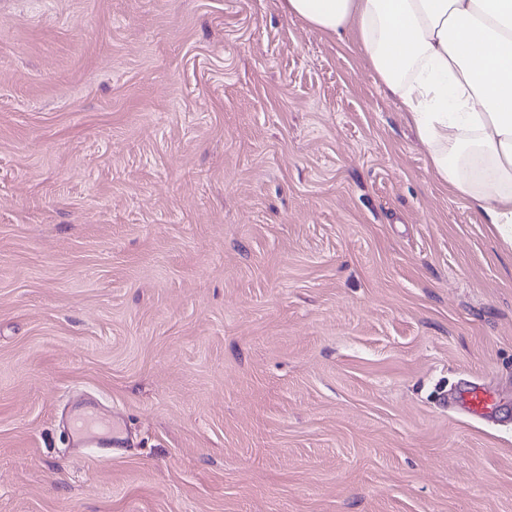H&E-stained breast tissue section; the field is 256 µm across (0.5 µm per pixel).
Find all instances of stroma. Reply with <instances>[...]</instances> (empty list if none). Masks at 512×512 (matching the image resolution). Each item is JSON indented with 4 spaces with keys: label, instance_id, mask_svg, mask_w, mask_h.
I'll return each mask as SVG.
<instances>
[{
    "label": "stroma",
    "instance_id": "35a3bbf8",
    "mask_svg": "<svg viewBox=\"0 0 512 512\" xmlns=\"http://www.w3.org/2000/svg\"><path fill=\"white\" fill-rule=\"evenodd\" d=\"M0 512H512V247L354 32L0 0ZM460 404L470 417L483 419L494 412L497 399L485 387L472 383L461 393Z\"/></svg>",
    "mask_w": 512,
    "mask_h": 512
}]
</instances>
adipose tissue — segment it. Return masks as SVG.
<instances>
[{
  "label": "adipose tissue",
  "mask_w": 512,
  "mask_h": 512,
  "mask_svg": "<svg viewBox=\"0 0 512 512\" xmlns=\"http://www.w3.org/2000/svg\"><path fill=\"white\" fill-rule=\"evenodd\" d=\"M284 10L334 36L355 30L442 184L512 243V0H284Z\"/></svg>",
  "instance_id": "obj_1"
}]
</instances>
